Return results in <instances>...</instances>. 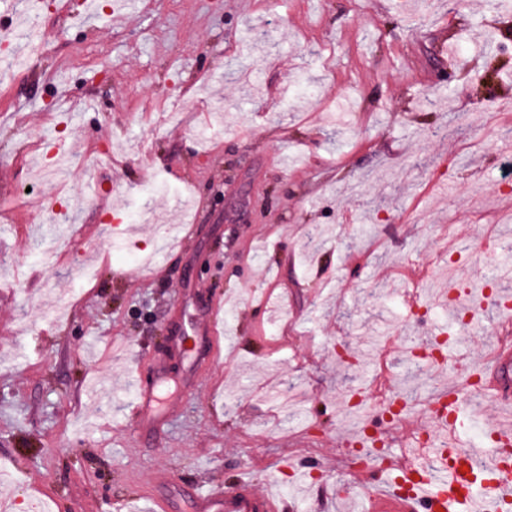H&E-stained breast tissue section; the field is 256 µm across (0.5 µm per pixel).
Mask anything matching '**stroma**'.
Segmentation results:
<instances>
[{
	"instance_id": "stroma-1",
	"label": "stroma",
	"mask_w": 512,
	"mask_h": 512,
	"mask_svg": "<svg viewBox=\"0 0 512 512\" xmlns=\"http://www.w3.org/2000/svg\"><path fill=\"white\" fill-rule=\"evenodd\" d=\"M98 2L0 0L14 46L44 37L0 76V494L15 512H137L165 471L177 512H195V487L260 491L290 457L309 472L282 486L286 512H360L339 390L400 388L397 450L494 344L481 289L512 259V14L449 0L416 25L412 0H139L73 22ZM47 137L73 148L51 173ZM420 284L456 287L471 314L440 378L409 355L454 315L409 318ZM206 300L224 359L196 372L204 348L169 338ZM161 375L169 410L134 440L125 403ZM294 381L288 418L274 401Z\"/></svg>"
}]
</instances>
